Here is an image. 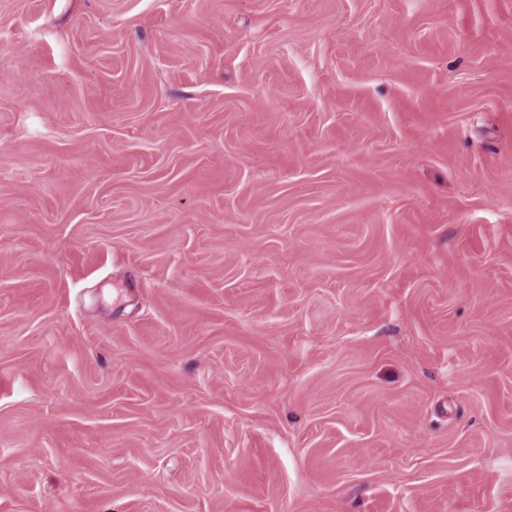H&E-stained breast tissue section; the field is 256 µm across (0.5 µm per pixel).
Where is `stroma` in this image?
Listing matches in <instances>:
<instances>
[{"instance_id":"obj_1","label":"stroma","mask_w":512,"mask_h":512,"mask_svg":"<svg viewBox=\"0 0 512 512\" xmlns=\"http://www.w3.org/2000/svg\"><path fill=\"white\" fill-rule=\"evenodd\" d=\"M0 512H512V0H0Z\"/></svg>"}]
</instances>
